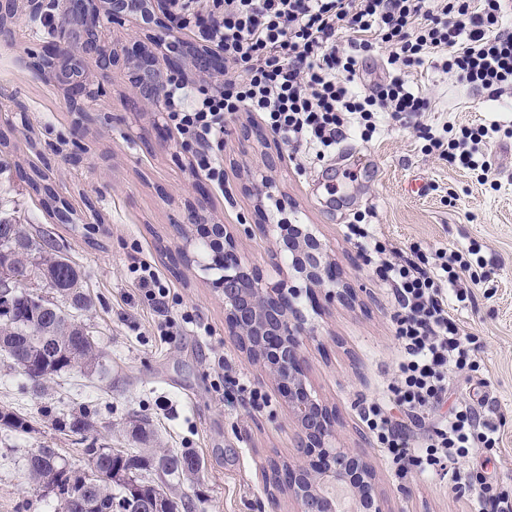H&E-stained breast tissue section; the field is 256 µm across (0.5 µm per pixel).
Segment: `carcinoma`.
Masks as SVG:
<instances>
[{"instance_id": "cac0c4a2", "label": "carcinoma", "mask_w": 512, "mask_h": 512, "mask_svg": "<svg viewBox=\"0 0 512 512\" xmlns=\"http://www.w3.org/2000/svg\"><path fill=\"white\" fill-rule=\"evenodd\" d=\"M24 181L42 195L44 208L61 224L79 220L73 208L47 182L44 173L20 172ZM13 272L18 288L8 300L0 301V360L11 365L30 361L59 374L75 369L74 362L83 359L94 364L101 376L109 374V365L97 339H88L90 332L78 317L90 312L93 299L82 283L84 274L67 258L48 229L30 234L25 225L0 220V266ZM42 283L52 296H44L29 289L33 283ZM0 427L26 432V418L16 412L0 411ZM64 429L82 439L93 431L85 410L70 414ZM131 438L144 445L134 454L118 455L112 448H86L85 468L82 471L69 466L54 448H39L25 459L24 479L27 483L44 487L57 501L58 510L90 512L85 497L87 473H110L114 479L96 485L94 497L99 501L95 512H139L138 501L154 500L156 512H190V503L178 495L171 479H187L200 472L199 462L191 455L179 458L162 448H147L150 432L139 424L131 430Z\"/></svg>"}]
</instances>
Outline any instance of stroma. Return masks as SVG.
<instances>
[{"instance_id":"35a3bbf8","label":"stroma","mask_w":512,"mask_h":512,"mask_svg":"<svg viewBox=\"0 0 512 512\" xmlns=\"http://www.w3.org/2000/svg\"><path fill=\"white\" fill-rule=\"evenodd\" d=\"M11 41L0 42V130L12 127L15 148L0 169V216L48 228L68 259L85 274L94 300L83 321L105 351L110 377L89 371L59 373L44 394L33 395L22 372L0 362V409L24 414L26 433L0 430V512H55L52 498L24 482L26 456L56 448L75 467L82 445L62 431L67 414L87 409L94 432L87 442L130 453L139 445L130 431L146 423L158 446L191 454L201 463L199 480L180 485L199 512H298L287 490L265 478L270 461L297 457L298 428L276 386L259 362L224 330V302L213 288L214 272L174 268L180 225L188 208L203 207L209 222L254 225L242 250L250 262L273 272V243L262 227L280 217L312 225L331 251L352 294L326 316L314 317L302 353L315 393L336 413L342 444L363 457L375 477L385 512H475L467 488L446 471L398 475L360 419L363 405L386 401L398 352L394 340L392 286L373 260L348 238L350 224L365 219L380 239L405 250L467 251L478 244L484 262L479 281L461 274L463 299L449 297L451 316L478 336L480 369L456 371L440 415L462 404L492 402L481 429L497 440L495 450L473 448L460 460L512 492V100H490L467 90L431 61L412 67L410 86L430 102L421 115L394 127L379 126L372 138L347 135L343 147L324 156L293 150L253 112L228 118L224 188L209 186L175 128L159 136L164 107L133 109L136 91L126 65L101 76L87 59L88 76L100 86L91 118L79 120L67 95L36 77L27 64L56 39L55 25L20 9ZM443 135L445 128L485 125L501 131L487 158L495 184L475 171L425 154L417 126ZM273 162L274 195L285 204L256 207L257 172ZM43 168L92 231L61 224L23 182L17 167ZM149 261L171 290L172 311L190 309L194 323L176 321L161 335L162 315L133 283L132 267Z\"/></svg>"}]
</instances>
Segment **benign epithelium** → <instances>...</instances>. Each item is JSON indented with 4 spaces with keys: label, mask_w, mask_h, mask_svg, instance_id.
Returning <instances> with one entry per match:
<instances>
[{
    "label": "benign epithelium",
    "mask_w": 512,
    "mask_h": 512,
    "mask_svg": "<svg viewBox=\"0 0 512 512\" xmlns=\"http://www.w3.org/2000/svg\"><path fill=\"white\" fill-rule=\"evenodd\" d=\"M139 3L151 5L146 36L162 43L168 32L163 0H65L66 16L93 13L98 17L104 13L113 25L121 27ZM18 9V0H0L1 42L12 39ZM60 48L72 56L73 70L81 69L80 60L86 55L95 58L103 73L121 62L118 50L101 33L93 36L88 28L68 22L59 28L49 54ZM181 54L193 56L194 68L202 76L224 70V62L215 60L207 50L185 48ZM28 69L47 82L65 86L72 107L82 114L86 113L85 102L96 99L99 92L85 77H68L57 67H47L38 60L29 61ZM129 69L133 87L148 103L158 104V92L174 70L160 68L153 60L138 67L131 65ZM189 220L190 227L182 232L185 245L178 248L177 261L192 266L195 255L190 247L200 239L209 242L205 269L221 272L212 285L224 296L228 333L267 368L300 430L298 458L285 467L271 463L269 479L293 494L300 512H343L338 503L345 495L352 496L354 512H382L374 496L373 473L359 454L338 443L332 411L307 386L306 362L301 353L307 319L295 305L296 290L288 282L292 277L301 280L310 296L321 293L327 303L342 298L347 289L337 281L336 263L326 245L308 224L272 225L276 234L274 256L285 250L283 240L292 246L283 278L272 281L261 268L241 258L242 238L250 235L249 229L235 232L224 224H210L196 209L190 211Z\"/></svg>",
    "instance_id": "7a95c632"
}]
</instances>
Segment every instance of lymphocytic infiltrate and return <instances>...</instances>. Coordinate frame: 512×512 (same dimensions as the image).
<instances>
[{
	"mask_svg": "<svg viewBox=\"0 0 512 512\" xmlns=\"http://www.w3.org/2000/svg\"><path fill=\"white\" fill-rule=\"evenodd\" d=\"M168 0L170 21L194 29L224 55L221 85L191 88L171 77L163 99L169 121L198 148V164L216 185L224 165L215 156L224 146V122L239 112L263 114L272 132L293 147L329 149L349 132L371 138L380 120L401 121L426 111L429 103L407 84L408 68L439 54L441 67L457 82L499 97L512 91V34L505 32L507 0ZM389 49L385 78L362 90L355 83L361 53L374 45ZM425 153L479 172L492 136L485 127L462 129L443 139L424 132ZM350 233L375 254L377 270L393 287L398 310L395 337L403 357L389 390L404 414L387 415L380 404L364 422L396 467L427 472L458 462L474 442L494 449L496 440L481 432V413L456 408L436 421L431 434L411 444L406 424L425 425L448 397V373L473 367L477 349L448 310V290L471 264L457 251L435 259L412 248L396 261L384 241L361 225Z\"/></svg>",
	"mask_w": 512,
	"mask_h": 512,
	"instance_id": "f902f5d3",
	"label": "lymphocytic infiltrate"
}]
</instances>
